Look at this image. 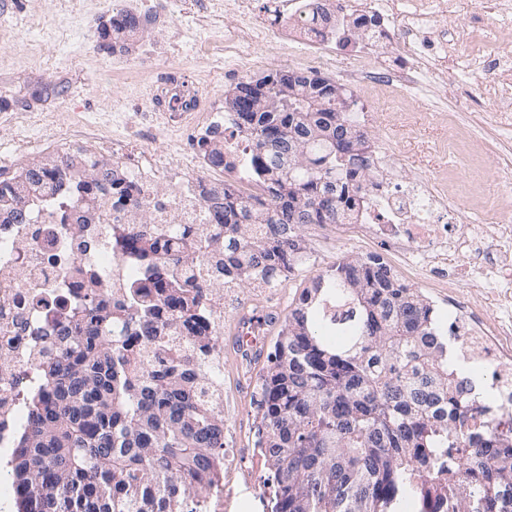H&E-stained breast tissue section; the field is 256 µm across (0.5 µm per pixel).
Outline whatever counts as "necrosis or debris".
<instances>
[{"instance_id": "1", "label": "necrosis or debris", "mask_w": 512, "mask_h": 512, "mask_svg": "<svg viewBox=\"0 0 512 512\" xmlns=\"http://www.w3.org/2000/svg\"><path fill=\"white\" fill-rule=\"evenodd\" d=\"M222 40L194 22L181 33L183 54L208 52L223 63L225 79L247 72V46L276 44L292 67L328 72L353 96L350 116L375 125L380 101L390 94L429 103L437 114L455 110L445 148L458 152V134L471 120L497 128L483 140L500 171H512V35L499 18L512 15V0H479L460 27L461 0H224ZM184 82L168 74L150 85L140 111L116 112L111 136L95 117L68 134L69 148L94 159L112 153V168L127 197L111 189L69 181L40 194L23 224H0V447H13L26 424L22 402L49 337L80 317L84 291L102 299L125 298L153 282L150 264L130 247L125 229L132 203L145 205L155 235L180 224L211 221L201 189L215 168L201 144L226 132L224 149L244 154L247 143L229 137L233 112L221 100L184 95ZM373 178L357 199L361 242L384 245L412 277L430 274L431 287L448 291L455 315L448 334L463 359L488 380L500 421L512 437V224H470L462 212L489 213L482 198L463 199L450 184L456 169L407 175L397 155L372 151ZM483 289L484 318L470 289Z\"/></svg>"}]
</instances>
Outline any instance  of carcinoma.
<instances>
[{
	"label": "carcinoma",
	"mask_w": 512,
	"mask_h": 512,
	"mask_svg": "<svg viewBox=\"0 0 512 512\" xmlns=\"http://www.w3.org/2000/svg\"><path fill=\"white\" fill-rule=\"evenodd\" d=\"M110 31H133L129 12ZM273 110L257 112L258 100ZM267 202L221 184L202 268L184 237H140L159 257L150 291L116 306L96 301L38 365L29 424L7 462L19 512H196L194 496L224 479L221 338L199 328L162 365L152 353L200 324L218 277L277 288L302 262L301 228L354 224L370 174L368 138L347 117L336 82L316 72L250 76L227 94ZM105 162L68 151L40 159L5 185V212L22 224L49 180L96 181ZM163 308L167 318L159 321ZM140 342L139 358L130 354ZM257 382V447L271 473L272 512H512V439L465 428L484 409L471 380L448 363V335L418 289L378 254L343 255L295 294Z\"/></svg>",
	"instance_id": "cac0c4a2"
}]
</instances>
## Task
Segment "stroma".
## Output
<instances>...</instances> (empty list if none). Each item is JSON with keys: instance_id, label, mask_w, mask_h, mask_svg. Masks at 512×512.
<instances>
[{"instance_id": "obj_1", "label": "stroma", "mask_w": 512, "mask_h": 512, "mask_svg": "<svg viewBox=\"0 0 512 512\" xmlns=\"http://www.w3.org/2000/svg\"><path fill=\"white\" fill-rule=\"evenodd\" d=\"M77 11L84 40L80 52L61 56L55 39L43 36L42 24ZM112 14V0H0V93L15 99V120L0 111V170L12 172L50 154L43 144L39 118L53 117L58 135H66L87 115H110L113 108L139 106L140 91L150 85L156 69L182 72L201 88L205 96H224L230 86L214 75L204 60L181 56L172 49V39L182 14H172L165 24L138 35L137 44L125 52L98 51L100 26ZM380 126L369 128L370 142L394 149L406 171H436L454 160L435 151L446 130L417 102L390 97L381 105ZM414 113L412 125L403 126L401 112ZM493 156L477 166L460 169L454 184L464 196L481 194L495 201L512 200V174L493 175ZM334 234L332 250L324 265H333L347 253H377V246H364L347 233L344 225L305 227L306 242L321 233ZM302 273L282 283L276 295L243 284L226 291L224 298V480L221 487L203 494L207 512H271L268 471L256 445L254 405L257 378L239 372L240 353L233 338V324L242 310L274 309L286 316L295 293L310 280Z\"/></svg>"}]
</instances>
